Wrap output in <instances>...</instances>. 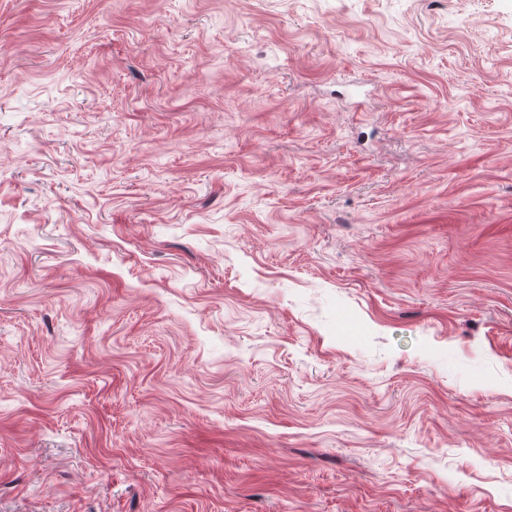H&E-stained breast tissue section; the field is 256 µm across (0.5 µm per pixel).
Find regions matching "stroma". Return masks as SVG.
Listing matches in <instances>:
<instances>
[{
    "label": "stroma",
    "instance_id": "35a3bbf8",
    "mask_svg": "<svg viewBox=\"0 0 512 512\" xmlns=\"http://www.w3.org/2000/svg\"><path fill=\"white\" fill-rule=\"evenodd\" d=\"M0 512H512V0H0Z\"/></svg>",
    "mask_w": 512,
    "mask_h": 512
}]
</instances>
